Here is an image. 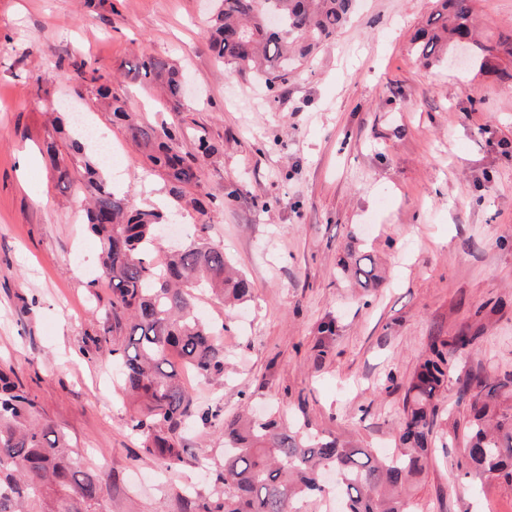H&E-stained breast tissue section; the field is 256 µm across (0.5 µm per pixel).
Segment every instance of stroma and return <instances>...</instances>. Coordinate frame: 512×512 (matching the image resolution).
Returning a JSON list of instances; mask_svg holds the SVG:
<instances>
[{"label": "stroma", "mask_w": 512, "mask_h": 512, "mask_svg": "<svg viewBox=\"0 0 512 512\" xmlns=\"http://www.w3.org/2000/svg\"><path fill=\"white\" fill-rule=\"evenodd\" d=\"M430 6L357 0L272 96L214 62L212 0H0V371L104 478V512H183L184 490L211 489L224 439L195 422L178 432L181 462L140 454L119 368L94 344L112 292L90 288L100 245L84 191L59 183L42 153L58 113L79 109L111 141L118 161L107 179L130 205L175 208L127 129L77 98L67 78L76 64L111 76L142 124H188L220 147L200 165L207 216L176 210L164 236L172 247L223 245L253 285L230 315L198 295V316L227 324L226 370L217 382L186 374L195 404L223 417L275 411L383 452L433 337L476 338L439 394L443 419L465 417L459 378L512 374V82L476 65H422L412 39ZM476 9L483 39L512 31V0ZM143 52L183 72V110L127 78ZM48 97L56 111L45 110ZM350 251L374 256L383 287L344 273ZM463 448H432L415 479L416 512H512V484L465 475Z\"/></svg>", "instance_id": "1"}]
</instances>
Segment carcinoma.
Instances as JSON below:
<instances>
[{"mask_svg": "<svg viewBox=\"0 0 512 512\" xmlns=\"http://www.w3.org/2000/svg\"><path fill=\"white\" fill-rule=\"evenodd\" d=\"M209 30V48L231 72L250 75L270 91H278L318 49L348 22L355 0H218ZM475 0H433L425 24L413 39V51L426 65L450 58L462 42L473 40ZM480 66L501 80H512L502 65L512 60V34L479 43ZM135 74L160 85L180 102L183 76L169 61L144 54ZM78 92L91 93L112 116L128 124L132 139L152 167L168 183L169 193L201 215L206 205L190 194L198 184L197 162L218 152L204 135L196 136V152L182 150L181 137L167 127L146 129L131 122L112 78L81 65L70 76ZM72 156H59L55 142L47 152L63 184L70 181L67 161L83 162V183L90 191L87 224L98 238L101 270L90 287L105 283L112 290V331L128 336L127 344L106 349L120 367L124 390L137 406L131 430L141 451L171 463L185 448L176 438L178 426L193 420L208 424L218 417L194 404L184 387L182 369L205 379L224 377V346L219 330L194 313L195 295L211 289L225 299L247 297L251 283L224 253V247L197 241L168 250L159 236L170 216L160 210L130 208L106 180L101 165L84 147L71 144ZM351 275L363 288H377L381 276L374 258H353ZM476 337L466 333L431 340L428 354L409 381L404 427L398 452L381 455L352 440L309 435L268 414L243 411L224 418V461L216 465L215 488L207 496L184 500L185 512H299L297 502L325 493L319 475L336 472V493L343 512H415L412 488L431 447L439 421L438 396L448 385L460 351ZM469 398L464 424L453 422V435L463 433L465 455L460 464L479 479L512 483V379L500 381L469 374L459 381ZM35 402L22 387L0 373V512H101L103 479L83 467L47 423L34 420Z\"/></svg>", "mask_w": 512, "mask_h": 512, "instance_id": "cac0c4a2", "label": "carcinoma"}]
</instances>
